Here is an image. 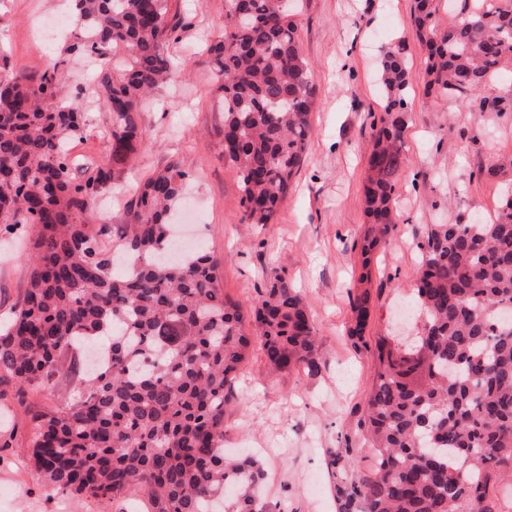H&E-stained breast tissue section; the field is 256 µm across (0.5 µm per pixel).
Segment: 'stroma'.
Returning a JSON list of instances; mask_svg holds the SVG:
<instances>
[{"mask_svg":"<svg viewBox=\"0 0 512 512\" xmlns=\"http://www.w3.org/2000/svg\"><path fill=\"white\" fill-rule=\"evenodd\" d=\"M416 0H307L297 16L302 54L313 72V134L275 223L242 222L241 193L222 155L224 97L207 64L206 48L224 32L225 0H170L177 25L172 46L184 71L145 104L142 148L134 170L119 181L108 224H122L136 201L135 186L179 162L186 194L176 212L199 222L198 242L223 257L224 292L250 312L271 269H278L304 298L317 328L321 370L280 372L252 347L232 380L241 404L225 422L224 449L259 460L263 499L285 512H336L330 450L355 435L374 375L376 342L393 337V318L412 299L417 242L427 225L459 218L473 222L496 209L505 174L489 166L512 158V110L473 112L461 103L441 105L427 94L425 54L413 22ZM55 0H0V63L39 73L62 57L67 45L35 46V21ZM400 52L408 64L404 163L396 181L399 223L385 252L362 268L360 245L367 218L363 185L373 147L372 124L382 113L385 90L378 78L381 55ZM84 72L68 64L65 99L82 115V139L70 143L76 158L111 152L110 115L91 98ZM31 226L0 231V318L24 286L21 243ZM368 272L370 317L366 346L348 336L351 300L361 272ZM24 415L0 403V512H142L146 499L121 507L70 493L51 494L28 453Z\"/></svg>","mask_w":512,"mask_h":512,"instance_id":"1","label":"stroma"}]
</instances>
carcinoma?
I'll return each instance as SVG.
<instances>
[{"mask_svg":"<svg viewBox=\"0 0 512 512\" xmlns=\"http://www.w3.org/2000/svg\"><path fill=\"white\" fill-rule=\"evenodd\" d=\"M90 56L93 92L112 119L108 159L75 171L64 142L82 137L80 114L63 101L61 62L37 78L0 67V225L30 224L26 284L0 326V398L15 389L33 422L29 448L52 492L119 502L139 492L146 512H281L256 495L264 471L224 456L231 389L251 336L224 295L223 260L209 251L174 255L171 207L185 172L172 163L149 176L124 224L92 222L98 197L134 163L146 97L178 76L169 0H71ZM224 36L209 64L224 92V161L237 175L241 220L272 224L312 134L313 75L294 17L272 0H227ZM442 0H416L428 90L442 104L465 100L501 112L482 91L512 69V0H463L448 23ZM254 21L237 25L236 14ZM121 46L122 64L100 61ZM387 92L364 183L368 218L361 266L384 251L397 224L395 185L404 163L405 61L379 62ZM118 244L107 250L109 238ZM413 350L385 338L375 353L358 449L330 453L338 512H495L490 491L512 477V187L493 218L429 224L418 243ZM348 335L364 342L368 292L351 302ZM255 333L277 371L319 370L316 328L300 294L272 274L258 291ZM104 340L108 364L84 375L82 350ZM75 400L32 412L25 389L59 381Z\"/></svg>","mask_w":512,"mask_h":512,"instance_id":"1","label":"carcinoma"}]
</instances>
